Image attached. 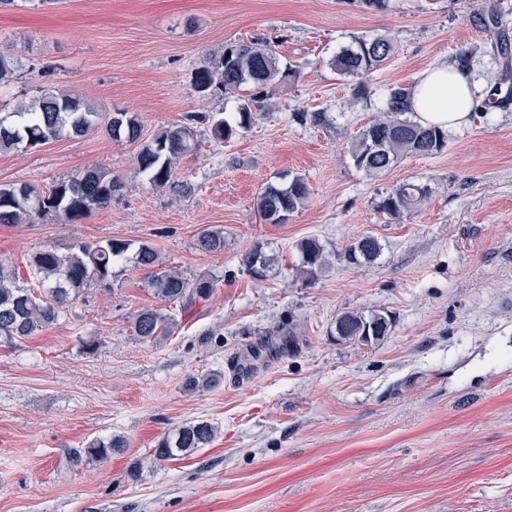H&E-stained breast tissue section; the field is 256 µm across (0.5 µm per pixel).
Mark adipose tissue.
<instances>
[{
	"instance_id": "1",
	"label": "adipose tissue",
	"mask_w": 512,
	"mask_h": 512,
	"mask_svg": "<svg viewBox=\"0 0 512 512\" xmlns=\"http://www.w3.org/2000/svg\"><path fill=\"white\" fill-rule=\"evenodd\" d=\"M475 96L476 85L467 73L441 63L420 75L411 108L419 123L453 129L468 122Z\"/></svg>"
}]
</instances>
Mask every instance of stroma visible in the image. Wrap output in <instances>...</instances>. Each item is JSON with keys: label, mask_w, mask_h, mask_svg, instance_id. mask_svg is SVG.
Here are the masks:
<instances>
[{"label": "stroma", "mask_w": 512, "mask_h": 512, "mask_svg": "<svg viewBox=\"0 0 512 512\" xmlns=\"http://www.w3.org/2000/svg\"><path fill=\"white\" fill-rule=\"evenodd\" d=\"M485 0H15L0 7V50L19 68L0 86V110L39 90L71 92L99 112L138 115L143 140L189 113L236 112L234 94L202 97L197 68L232 42L268 41L297 78L269 89L248 132L218 142L197 127L198 149L173 186L136 172L137 145L105 133L0 154V187L48 189L97 166L120 177L111 204L77 224H0V265L28 284L41 247L116 238L155 247L186 278H217L213 295L171 307L177 325L158 344L135 340L132 314L153 305L145 270L113 267L59 324L0 345V512H512V101L448 133L430 157L405 156L376 177L350 145L390 88L462 49L476 54L479 93L512 42L485 30ZM384 35L395 55L364 77L329 61L358 37ZM298 112L318 122L299 123ZM303 179L304 204L284 224L262 221L268 184ZM405 181L432 193L412 215L378 213ZM224 230V250L199 233ZM382 250L346 263L363 235ZM318 238L330 264L299 272L297 243ZM263 243L273 267L250 276L243 255ZM386 311L392 327L371 345L338 340L344 311ZM255 353V379L226 362ZM218 377L187 390V378ZM196 419L218 428L209 447L153 463L168 429ZM124 436L122 453L73 464L96 438Z\"/></svg>", "instance_id": "stroma-1"}]
</instances>
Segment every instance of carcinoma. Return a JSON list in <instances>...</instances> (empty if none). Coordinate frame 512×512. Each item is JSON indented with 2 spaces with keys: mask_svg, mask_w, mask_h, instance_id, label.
I'll return each mask as SVG.
<instances>
[{
  "mask_svg": "<svg viewBox=\"0 0 512 512\" xmlns=\"http://www.w3.org/2000/svg\"><path fill=\"white\" fill-rule=\"evenodd\" d=\"M395 53L393 42L385 37L359 38L339 49L331 59L334 72L342 77H358L372 73ZM297 77V71L280 67L273 48L262 41L251 40L224 48V54L195 72L196 92L207 96L215 93L250 92L240 104L233 121L214 119L197 113L187 114L177 123L145 143L137 153L138 173L149 184L162 188L170 183L177 162L198 149L195 124L210 123L217 142L228 141L254 123L251 103L257 101L263 88ZM411 92L405 87L392 89L383 99L379 115L369 122L352 144L356 168L368 175H380L394 167L408 154L430 157L447 146L448 133L436 126H422L412 118ZM105 131L114 140L136 143L141 139V123L137 115L114 112L103 115L79 98L43 89L27 108L0 114V152L17 148L31 149L65 136H87ZM123 189L120 178L112 172L93 167L57 182L41 192L28 185L0 187V224L52 218L74 224L103 209ZM307 184L294 178L284 185H269L257 199V211L267 224H285L289 216L308 196ZM430 196L426 185L407 182L398 185L377 204L379 212L393 218L413 211ZM198 246L207 252L224 251V230L207 228L197 238ZM302 274L310 281L317 278L325 265L324 249L315 238L297 244ZM133 252L136 267L151 270L144 287L162 303L191 304L208 299L216 281L207 276L188 280L176 271L163 269L158 250L148 244L132 248V243L108 238L96 242L78 241L66 253L52 247L36 250L30 259L32 285L17 284L15 272L0 266V341L15 344L29 339L44 328L58 323L68 305L95 283L112 279L114 264ZM381 251L377 238L364 235L346 251L352 265L374 260ZM245 269L257 279L266 277L271 258L259 243L242 258ZM174 318L159 309L145 307L133 317V335L142 342L159 343L172 335ZM389 315L379 311L365 315L345 311L336 317L335 331L339 340L368 344L389 334ZM217 428L207 420L185 423L164 435L153 449L157 461L194 454L208 447ZM126 442L119 436L95 439L75 451V459H99L119 452Z\"/></svg>",
  "mask_w": 512,
  "mask_h": 512,
  "instance_id": "cac0c4a2",
  "label": "carcinoma"
}]
</instances>
